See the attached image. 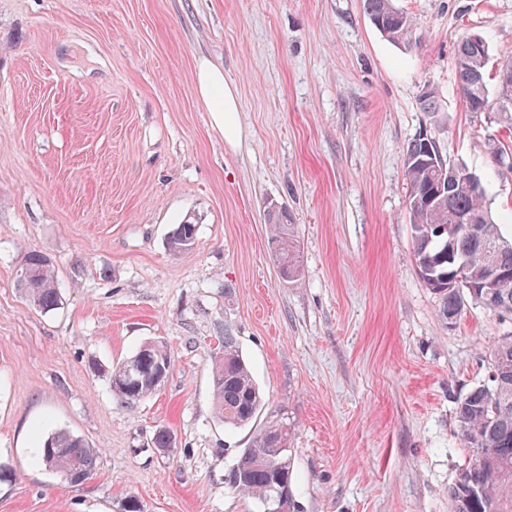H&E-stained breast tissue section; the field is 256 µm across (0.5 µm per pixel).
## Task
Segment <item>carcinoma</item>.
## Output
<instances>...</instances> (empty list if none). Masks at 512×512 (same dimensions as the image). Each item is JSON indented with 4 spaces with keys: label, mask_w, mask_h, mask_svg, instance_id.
<instances>
[{
    "label": "carcinoma",
    "mask_w": 512,
    "mask_h": 512,
    "mask_svg": "<svg viewBox=\"0 0 512 512\" xmlns=\"http://www.w3.org/2000/svg\"><path fill=\"white\" fill-rule=\"evenodd\" d=\"M369 21L390 42L401 44L410 36L414 20L396 0H363ZM489 48L461 41L455 54V75L470 112H494L512 126V108L502 111L490 96L487 64ZM447 162L413 138L404 153L409 185L412 255L417 274L439 298V313L446 323L465 302L472 301L502 317H512V278L482 288L488 268L512 269V239L506 238L493 218L485 186L474 193L455 187L436 197L437 168ZM474 219L470 228L454 218ZM270 244L285 279L299 276L291 221L283 210L267 213ZM198 225L187 217L175 225L167 239L174 254L191 250ZM20 287L30 303L50 311L59 293L50 259L39 251L22 258ZM224 350L215 354L212 367L214 413L224 427L249 426L264 408L265 396L246 364L236 337L222 336ZM172 354L163 345L147 342L130 357L106 370L112 398L134 406L154 395L170 369ZM487 382L473 386L456 401L455 425L461 446L469 449L468 463L448 489L451 512H512V331L494 341ZM290 427L284 417L270 420L242 449L224 475L225 483L261 505L288 494L293 501V479L288 446ZM40 462L71 484H81L96 466V452L81 436L63 429L49 432L39 451Z\"/></svg>",
    "instance_id": "obj_1"
}]
</instances>
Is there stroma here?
Here are the masks:
<instances>
[{"mask_svg": "<svg viewBox=\"0 0 512 512\" xmlns=\"http://www.w3.org/2000/svg\"><path fill=\"white\" fill-rule=\"evenodd\" d=\"M397 4L415 21L401 44L362 0H0V512H120L131 496L144 512H253L224 481L253 427L212 410L224 326L266 395L254 427L292 425L298 512H448L467 457L456 401L487 381L512 319L472 302L440 317L412 258L404 150L428 130L512 236V171L486 153L512 128L467 111L454 67L474 32L489 71L512 59V0ZM203 58L238 93L237 145L195 90ZM274 207L292 218L296 283L271 252ZM187 216L197 241L171 255ZM31 250L54 263L56 309L17 286ZM149 341L169 373L119 407L94 367ZM60 428L98 450L82 484L38 463Z\"/></svg>", "mask_w": 512, "mask_h": 512, "instance_id": "stroma-1", "label": "stroma"}]
</instances>
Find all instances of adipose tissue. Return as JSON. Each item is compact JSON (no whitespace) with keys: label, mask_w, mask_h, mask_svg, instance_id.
Instances as JSON below:
<instances>
[{"label":"adipose tissue","mask_w":512,"mask_h":512,"mask_svg":"<svg viewBox=\"0 0 512 512\" xmlns=\"http://www.w3.org/2000/svg\"><path fill=\"white\" fill-rule=\"evenodd\" d=\"M195 88L210 112L212 125L223 133L227 142L237 143V99L233 86L224 78L223 68L209 60H200L195 72Z\"/></svg>","instance_id":"1"}]
</instances>
